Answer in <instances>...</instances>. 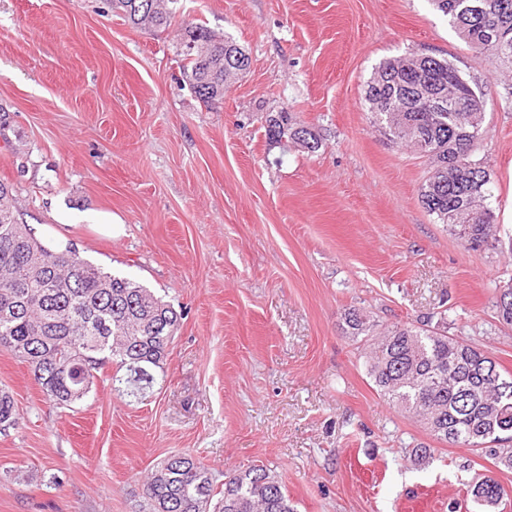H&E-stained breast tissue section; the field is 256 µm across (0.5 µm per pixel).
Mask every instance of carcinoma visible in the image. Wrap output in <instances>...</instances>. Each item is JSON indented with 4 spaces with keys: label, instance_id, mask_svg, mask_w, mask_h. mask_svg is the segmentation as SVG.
Returning <instances> with one entry per match:
<instances>
[{
    "label": "carcinoma",
    "instance_id": "carcinoma-1",
    "mask_svg": "<svg viewBox=\"0 0 512 512\" xmlns=\"http://www.w3.org/2000/svg\"><path fill=\"white\" fill-rule=\"evenodd\" d=\"M137 28H165L174 0H110ZM473 50L512 65V0H429ZM234 40L202 25L181 33L183 77L207 105L224 100V62ZM365 100L390 141L427 158L420 189L427 212L469 250L496 240L493 181L473 159L486 134L481 92L445 58L411 54L379 64ZM266 132L313 153L320 135L282 110L266 116ZM0 182V349L26 363L46 398L60 407L83 401L107 361L129 371L125 383H153L148 367L163 365L181 313L146 286L97 267L71 250L52 252L9 204ZM500 321L512 324V280L495 288ZM346 334L368 344L367 375L393 407L417 419L438 441L470 448L512 469V375H491L492 358L427 318L376 332L356 308L344 312ZM16 422L12 395L0 390V427ZM466 497L496 512L504 490L493 476L465 484ZM150 512H294L288 494L264 466L227 472L217 485L188 453L164 458L144 483Z\"/></svg>",
    "mask_w": 512,
    "mask_h": 512
}]
</instances>
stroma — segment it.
I'll use <instances>...</instances> for the list:
<instances>
[{
	"label": "stroma",
	"mask_w": 512,
	"mask_h": 512,
	"mask_svg": "<svg viewBox=\"0 0 512 512\" xmlns=\"http://www.w3.org/2000/svg\"><path fill=\"white\" fill-rule=\"evenodd\" d=\"M165 30L108 0H0V181L40 241L69 244L152 288L182 319L154 383L49 403L0 350L17 420L0 430V512H144L160 459L186 452L216 481L271 470L297 512H480L463 483L512 470L438 442L370 380L343 330L435 316L512 374V66L471 50L427 0H175ZM232 37L246 73L208 106L181 74L182 28ZM448 59L483 97L473 157L494 181V246L464 247L420 201L427 158L370 119L388 58ZM286 110L310 154L266 135ZM119 222L98 230L100 217ZM433 448L419 466L410 448ZM265 122L266 132L271 140L281 142L285 138L287 142L297 144L311 153L316 152L321 146L320 135L312 128L297 123L291 112H271ZM501 283H503L501 285ZM495 290V308L500 321L507 325L512 324V280L500 282Z\"/></svg>",
	"instance_id": "1"
}]
</instances>
